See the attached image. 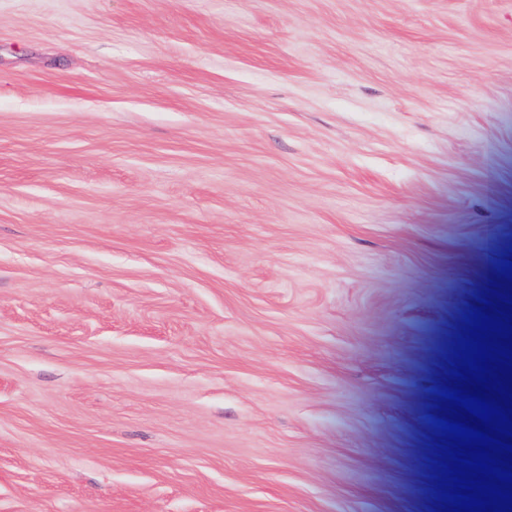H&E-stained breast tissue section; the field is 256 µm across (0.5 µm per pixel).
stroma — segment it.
I'll list each match as a JSON object with an SVG mask.
<instances>
[{
  "label": "stroma",
  "mask_w": 512,
  "mask_h": 512,
  "mask_svg": "<svg viewBox=\"0 0 512 512\" xmlns=\"http://www.w3.org/2000/svg\"><path fill=\"white\" fill-rule=\"evenodd\" d=\"M512 261V0H0V512H442Z\"/></svg>",
  "instance_id": "35a3bbf8"
}]
</instances>
